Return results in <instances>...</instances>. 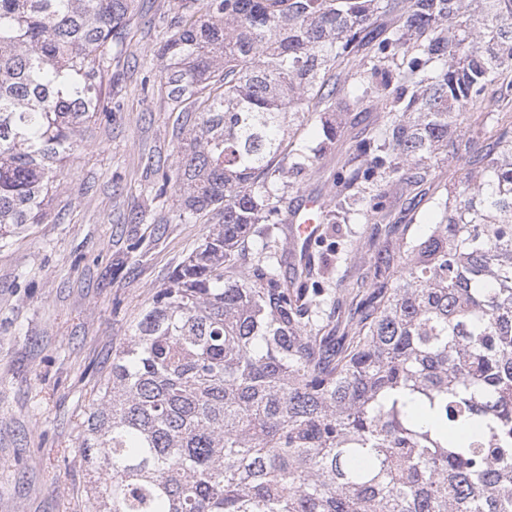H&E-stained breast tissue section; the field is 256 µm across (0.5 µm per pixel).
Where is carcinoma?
Segmentation results:
<instances>
[{
  "instance_id": "obj_1",
  "label": "carcinoma",
  "mask_w": 512,
  "mask_h": 512,
  "mask_svg": "<svg viewBox=\"0 0 512 512\" xmlns=\"http://www.w3.org/2000/svg\"><path fill=\"white\" fill-rule=\"evenodd\" d=\"M136 0H0V239L40 224L117 84ZM160 90L193 117L162 173L204 243L112 354L81 424L84 512H512V126L431 233L372 262L376 294L298 282L285 171L351 112L386 120L338 174L323 224H382L457 150V107L512 104V0H175ZM389 16L391 21L383 18ZM315 122L320 141L298 143ZM261 239L251 255L245 242ZM348 310L344 334L321 335Z\"/></svg>"
}]
</instances>
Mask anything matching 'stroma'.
Wrapping results in <instances>:
<instances>
[{
    "instance_id": "stroma-1",
    "label": "stroma",
    "mask_w": 512,
    "mask_h": 512,
    "mask_svg": "<svg viewBox=\"0 0 512 512\" xmlns=\"http://www.w3.org/2000/svg\"><path fill=\"white\" fill-rule=\"evenodd\" d=\"M174 0H139L126 53L112 64L120 108L85 134L60 176L43 223L0 245V512H82L88 468L76 448L90 398L112 355L173 268L203 243V221L179 219L173 195H157L186 132L160 90L155 54ZM383 119L353 112L336 145L308 174H286L288 200L329 195L356 136ZM360 240L362 258L329 261L369 294L367 258L384 246L372 224H327ZM141 240L138 251L128 245Z\"/></svg>"
}]
</instances>
